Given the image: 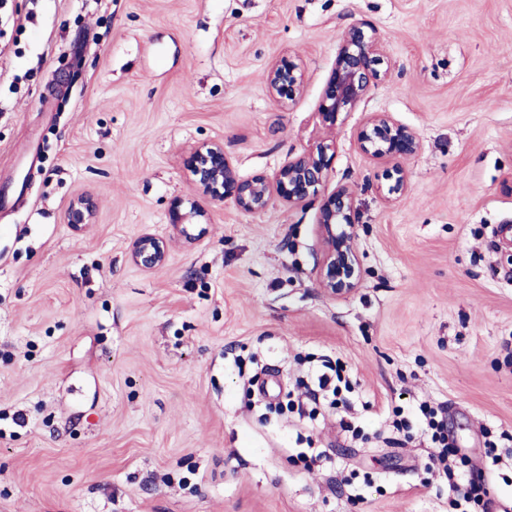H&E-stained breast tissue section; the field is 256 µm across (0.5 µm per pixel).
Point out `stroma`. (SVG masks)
I'll return each instance as SVG.
<instances>
[{
  "instance_id": "35a3bbf8",
  "label": "stroma",
  "mask_w": 512,
  "mask_h": 512,
  "mask_svg": "<svg viewBox=\"0 0 512 512\" xmlns=\"http://www.w3.org/2000/svg\"><path fill=\"white\" fill-rule=\"evenodd\" d=\"M0 13V512H449L418 424L512 512V0H5ZM364 22L391 77L341 114L325 186L354 191L361 281L321 288L320 200L252 215L201 199L181 156L220 141L242 177L324 134L340 39ZM303 91L269 94L270 64ZM414 129L405 192L356 132ZM92 194V223L72 226ZM144 234L165 263L136 266ZM343 364L349 406L282 411L306 368ZM355 415L364 437L339 421ZM491 430L499 462L484 456ZM266 83L269 92L284 104L293 101L302 88L299 68L289 60L271 65L266 72ZM97 203L90 195H80L75 198L68 209V224H89L93 218ZM204 208L195 199L176 198L169 210V224L182 235L188 236L187 225L199 224L206 217Z\"/></svg>"
}]
</instances>
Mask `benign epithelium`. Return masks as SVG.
Segmentation results:
<instances>
[{
  "label": "benign epithelium",
  "mask_w": 512,
  "mask_h": 512,
  "mask_svg": "<svg viewBox=\"0 0 512 512\" xmlns=\"http://www.w3.org/2000/svg\"><path fill=\"white\" fill-rule=\"evenodd\" d=\"M383 64L380 40L373 28L357 23L344 32L318 105V116L327 130H334L341 113L354 111L373 88L388 78L390 70ZM266 83L269 92L283 103L294 100L302 88L299 68L289 60L271 65ZM357 143L364 153L378 160H405L421 148L414 130L396 123L384 112L370 115L357 134ZM333 151L334 143L324 138L288 158L273 176L244 178L226 154L224 143L208 142L191 147L184 165L196 187L211 200L229 199L246 213L260 214L276 203L290 208L315 199L329 181ZM388 178L393 184L385 202L390 203L393 196L405 190L407 178L397 165ZM96 206L94 197L78 196L70 204L67 223H91ZM355 215L354 195L346 186L324 198L319 208L322 257L317 279L330 295L350 294L360 284ZM205 217L204 208L195 199L176 198L169 210V223L184 236L188 235L187 225L198 224ZM131 258L138 266L153 269L166 261L167 248L163 241L144 234L136 241Z\"/></svg>",
  "instance_id": "1"
}]
</instances>
